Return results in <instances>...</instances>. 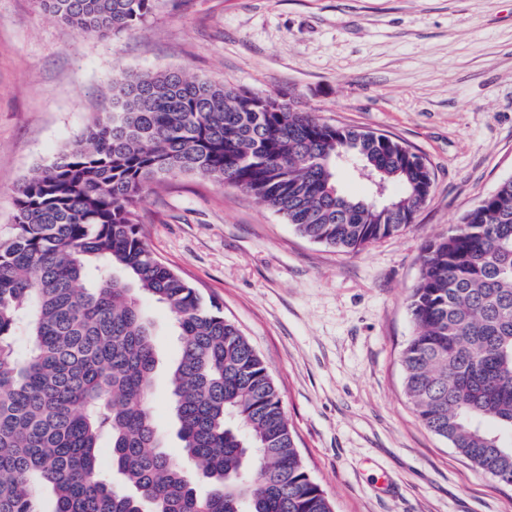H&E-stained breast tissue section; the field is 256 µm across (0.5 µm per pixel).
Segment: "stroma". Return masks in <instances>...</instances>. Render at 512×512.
<instances>
[{
  "label": "stroma",
  "instance_id": "35a3bbf8",
  "mask_svg": "<svg viewBox=\"0 0 512 512\" xmlns=\"http://www.w3.org/2000/svg\"><path fill=\"white\" fill-rule=\"evenodd\" d=\"M183 70L399 138L432 170L415 224L353 254L254 197L165 177L139 205L155 256L219 305L265 361L298 451L335 512H512V486L427 430L401 353L426 241L512 176V0H159L118 38H86L37 0H0V236L15 189L112 104L113 80ZM153 411L177 338L147 303Z\"/></svg>",
  "mask_w": 512,
  "mask_h": 512
}]
</instances>
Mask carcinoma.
I'll use <instances>...</instances> for the list:
<instances>
[{
	"label": "carcinoma",
	"instance_id": "cac0c4a2",
	"mask_svg": "<svg viewBox=\"0 0 512 512\" xmlns=\"http://www.w3.org/2000/svg\"><path fill=\"white\" fill-rule=\"evenodd\" d=\"M37 2L100 39L156 5ZM344 163L396 188L393 207L345 194ZM174 173L240 189L349 253L402 232L435 189L424 158L381 133L183 71L114 81L112 110L22 180L0 237V512H45V489L52 512H334L265 362L148 246L138 204ZM144 296L174 320L180 459L152 411L158 359ZM408 310L401 363L418 418L512 484V176L425 244ZM105 435L114 479L98 464Z\"/></svg>",
	"mask_w": 512,
	"mask_h": 512
}]
</instances>
